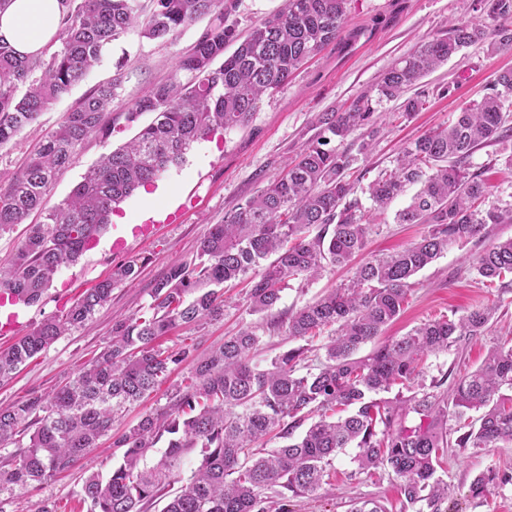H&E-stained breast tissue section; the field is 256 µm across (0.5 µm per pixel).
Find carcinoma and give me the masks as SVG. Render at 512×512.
I'll use <instances>...</instances> for the list:
<instances>
[{
	"mask_svg": "<svg viewBox=\"0 0 512 512\" xmlns=\"http://www.w3.org/2000/svg\"><path fill=\"white\" fill-rule=\"evenodd\" d=\"M347 2L284 0L283 8L242 37L232 19L235 5L226 0H150L146 14L139 0H61L54 51L19 57L0 40L2 147L80 81L105 46L136 25L142 37L158 40L202 16L213 17L191 51L175 62L173 77L139 99L127 117L133 122L150 113L151 121L89 167L66 199L47 203L56 177L84 141L112 132L107 114L116 80L94 88L0 183V234L34 211L42 218L0 265V290L27 304L39 301L58 270L75 263L107 226L117 204L183 163L192 144L208 133L247 125L264 95L280 89L309 57L340 38ZM482 2L483 20H460L447 34L423 40L346 109L322 113L323 136L224 216V223L211 225L195 257L173 264L156 282L144 313L113 319L109 344L64 385L0 406V445H16L15 452L0 458V493L39 488L110 437L112 447L123 452L109 476L85 479L78 502L86 512H145L182 481V458L194 448L201 449L202 462L163 512H293L292 499L316 497L329 484L333 461L346 448L357 449L356 473L386 469L401 480V495L419 506L417 512H445L451 488L436 473L448 448V419L480 413L456 438L459 448L512 444V398L502 394L512 389V339L493 346L482 366L446 392L421 389L407 397L374 398L420 377L424 355L446 352L460 337L482 336L489 328L493 311L479 307L380 340L403 310L417 273L449 246L485 234L487 226L512 224L511 204L479 208L492 196L491 185L465 167L478 146L512 136V69L498 72L489 92L462 107L450 125L409 142L393 168L368 184L377 212L407 186H419L395 221L425 224L427 232L395 254L364 258L347 284L270 323L268 330L282 329L290 340L333 328L321 345L324 354L298 346L264 368L255 366L250 356L263 336L244 327L196 360L190 384L175 390L171 405L112 432L119 414L191 355L188 347L162 351L155 341L177 327L223 318L225 288L246 284L247 310L265 314L280 302L289 281L313 280L364 252L372 224L361 202L350 198V156L331 147V140L360 130L358 149L366 152L379 133L372 96L401 100V114L408 117L422 100L406 92L464 48L484 43L492 54L512 51V0ZM233 43L237 48L226 54ZM471 268L489 283L512 275V238L478 253ZM138 275L136 260L117 265L69 307L0 350V381L86 325L110 300L115 285L131 284ZM368 343L371 351L357 356ZM301 427L304 431L295 435ZM268 435L282 445L265 452L254 448ZM161 441L166 447L152 464ZM509 481L512 475L489 470L474 480L472 497L486 498Z\"/></svg>",
	"mask_w": 512,
	"mask_h": 512,
	"instance_id": "carcinoma-1",
	"label": "carcinoma"
}]
</instances>
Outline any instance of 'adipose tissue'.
<instances>
[{
    "label": "adipose tissue",
    "mask_w": 512,
    "mask_h": 512,
    "mask_svg": "<svg viewBox=\"0 0 512 512\" xmlns=\"http://www.w3.org/2000/svg\"><path fill=\"white\" fill-rule=\"evenodd\" d=\"M61 14L60 0H10L0 11V38L20 55L38 54L54 38Z\"/></svg>",
    "instance_id": "adipose-tissue-1"
}]
</instances>
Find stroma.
<instances>
[{
	"mask_svg": "<svg viewBox=\"0 0 512 512\" xmlns=\"http://www.w3.org/2000/svg\"><path fill=\"white\" fill-rule=\"evenodd\" d=\"M481 18L478 0H348L340 39L303 64L282 88L264 96L247 126L220 130L193 144L184 162L169 168L156 181V197L150 199L138 191L126 198L116 212L117 222L101 232L95 247L75 264L61 268L41 299L28 306L29 323L37 325L106 278L125 257H135L142 263L135 284L114 288L110 301L99 308L92 322L58 339L13 379L0 382V404L50 391L101 352L111 338L113 317L145 311L156 281L174 263L192 258L208 228L222 223L226 214L275 176L286 159L295 157L317 137L321 113L349 105L370 90L394 60L409 55L423 39L446 33L451 21ZM210 22V17H203L165 42L142 38L135 30L113 42L104 50L100 62L36 123L25 127L15 143L0 147V174L7 176L15 171L27 152L93 88L119 81L108 114L112 133H97L85 141L71 165L58 176L48 202L53 205L68 197L89 166L127 142L150 121L151 116L146 113L131 123L127 114L137 100L171 76L177 57L194 45ZM507 68H512V52L490 54L484 46L474 45L419 81L416 90L423 105L412 118L401 117L398 102L375 103L381 132L371 151L360 153L352 136L335 143L337 149L348 151L353 158L354 196L363 208L371 206L365 192L367 185L379 172L392 167L403 142L451 122L463 106L480 100L496 73ZM467 165L492 185V203H512V141L479 146ZM409 201V195H401L391 203L389 213L375 219L367 245L369 253L396 252L426 232L423 224L395 223V211ZM150 217L158 222L150 239L133 245L129 254L113 253L114 237L125 235L127 225ZM508 237H512V224L489 226L486 235L453 245L414 276L404 309L388 326L387 335H404L415 326L442 316L454 319L477 306L495 309L491 327L484 335L462 337L448 351L424 358L425 383L439 381L452 386L460 376L476 370L489 349L512 332V276L489 286L471 268L475 255L494 240ZM350 275V268H335L309 283L290 281L274 314L299 309L346 282ZM270 317L251 314L242 305L230 307L222 321L178 329L164 337L161 344L166 350L192 345L201 354L240 327L255 326L265 335L264 345L253 354L252 361L263 367L292 346L284 334L267 333ZM192 370V363H184L140 405L123 412L116 420V429L136 422L145 412L165 407L172 392ZM353 455L350 448L340 454L334 462L331 484L324 486L318 498L295 500L293 512H347L350 499L365 496L381 500L387 512H415L401 497L393 474L382 469L372 475L357 474ZM116 460L112 449L105 446L87 451L69 471L52 477L39 489L14 491L13 512H34L40 502L54 505L56 512H80L77 494L84 480L94 473L108 475ZM490 469L512 475V444L464 450L454 444L449 446L437 470L453 490L447 503L449 512H512V482L501 485L484 504L472 499L473 480Z\"/></svg>",
	"mask_w": 512,
	"mask_h": 512,
	"instance_id": "obj_1",
	"label": "stroma"
}]
</instances>
